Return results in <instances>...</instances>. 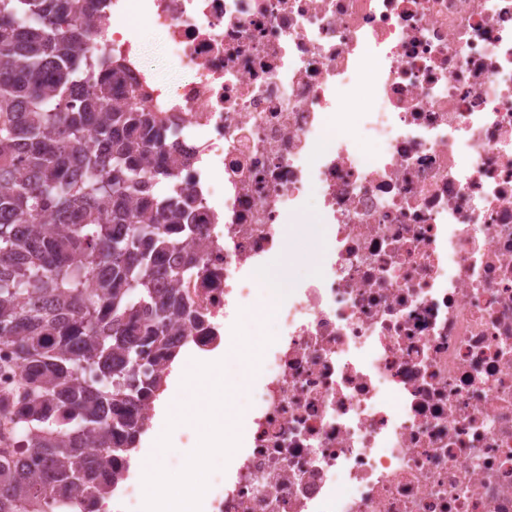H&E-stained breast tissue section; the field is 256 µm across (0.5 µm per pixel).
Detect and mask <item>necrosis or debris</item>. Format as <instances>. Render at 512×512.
<instances>
[{
	"label": "necrosis or debris",
	"mask_w": 512,
	"mask_h": 512,
	"mask_svg": "<svg viewBox=\"0 0 512 512\" xmlns=\"http://www.w3.org/2000/svg\"><path fill=\"white\" fill-rule=\"evenodd\" d=\"M100 34L198 205L200 322L235 342L317 207L309 279L193 512H512V0H108ZM188 71L159 81L140 25ZM97 512H155L131 460Z\"/></svg>",
	"instance_id": "obj_1"
}]
</instances>
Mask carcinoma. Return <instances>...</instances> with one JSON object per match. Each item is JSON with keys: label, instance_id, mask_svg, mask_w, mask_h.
Returning a JSON list of instances; mask_svg holds the SVG:
<instances>
[{"label": "carcinoma", "instance_id": "obj_1", "mask_svg": "<svg viewBox=\"0 0 512 512\" xmlns=\"http://www.w3.org/2000/svg\"><path fill=\"white\" fill-rule=\"evenodd\" d=\"M92 0H0V350L20 371L0 419L22 449L0 454V512H94L112 461L136 447V404L171 362L176 321H197L174 288L196 256L163 230L195 232V199L155 198L168 133L99 57ZM93 448L107 450L102 462Z\"/></svg>", "mask_w": 512, "mask_h": 512}]
</instances>
